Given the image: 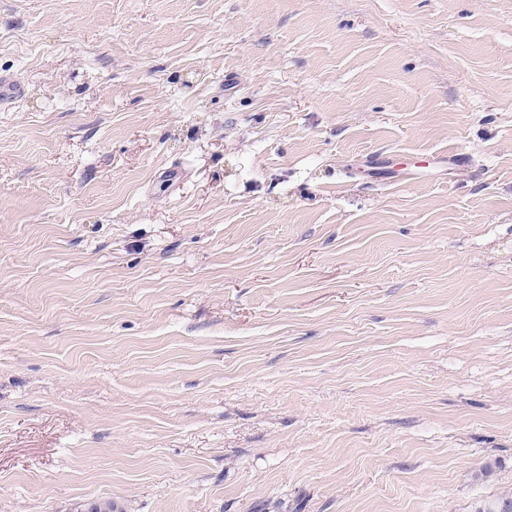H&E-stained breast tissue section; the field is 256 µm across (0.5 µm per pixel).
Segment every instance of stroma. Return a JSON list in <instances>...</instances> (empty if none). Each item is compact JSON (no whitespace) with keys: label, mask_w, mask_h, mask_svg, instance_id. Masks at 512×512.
<instances>
[{"label":"stroma","mask_w":512,"mask_h":512,"mask_svg":"<svg viewBox=\"0 0 512 512\" xmlns=\"http://www.w3.org/2000/svg\"><path fill=\"white\" fill-rule=\"evenodd\" d=\"M5 72L0 512L512 496V0H0Z\"/></svg>","instance_id":"35a3bbf8"}]
</instances>
